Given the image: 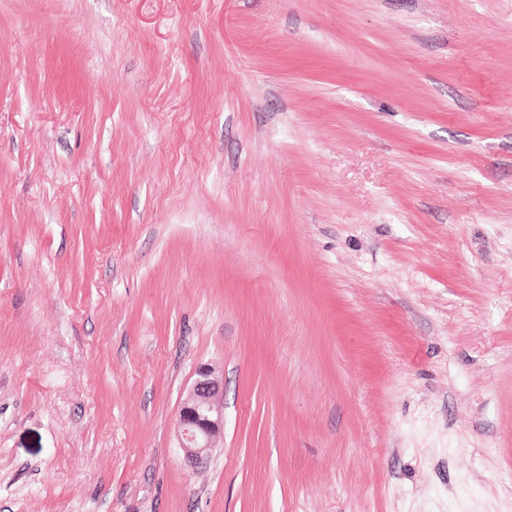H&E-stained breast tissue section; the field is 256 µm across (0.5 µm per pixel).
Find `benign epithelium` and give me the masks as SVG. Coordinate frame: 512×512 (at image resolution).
Masks as SVG:
<instances>
[{"label": "benign epithelium", "instance_id": "7a95c632", "mask_svg": "<svg viewBox=\"0 0 512 512\" xmlns=\"http://www.w3.org/2000/svg\"><path fill=\"white\" fill-rule=\"evenodd\" d=\"M223 394L224 380L215 369L199 367L175 420L178 448L191 466L208 460L224 434V411L219 406Z\"/></svg>", "mask_w": 512, "mask_h": 512}]
</instances>
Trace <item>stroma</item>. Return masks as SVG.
<instances>
[{
	"label": "stroma",
	"instance_id": "stroma-1",
	"mask_svg": "<svg viewBox=\"0 0 512 512\" xmlns=\"http://www.w3.org/2000/svg\"><path fill=\"white\" fill-rule=\"evenodd\" d=\"M0 512H512V0H0ZM224 380L209 365L200 366L175 420L178 448L190 466L208 460L224 434V411L219 400Z\"/></svg>",
	"mask_w": 512,
	"mask_h": 512
}]
</instances>
